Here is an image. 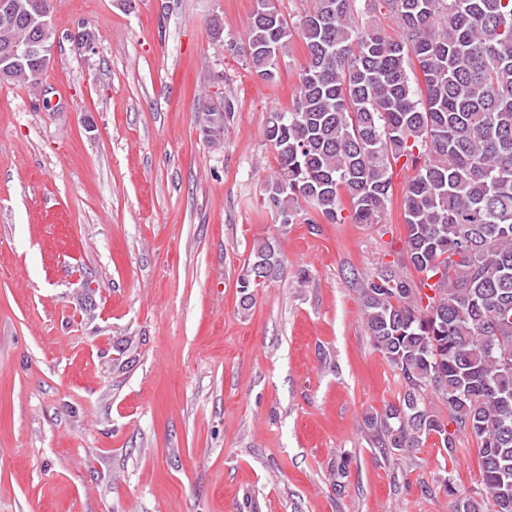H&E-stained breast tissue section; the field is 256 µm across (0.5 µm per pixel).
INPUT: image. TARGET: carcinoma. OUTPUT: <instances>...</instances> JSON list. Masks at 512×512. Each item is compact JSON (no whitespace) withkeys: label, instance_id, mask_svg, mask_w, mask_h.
<instances>
[{"label":"carcinoma","instance_id":"obj_1","mask_svg":"<svg viewBox=\"0 0 512 512\" xmlns=\"http://www.w3.org/2000/svg\"><path fill=\"white\" fill-rule=\"evenodd\" d=\"M34 0H9L0 51L44 36ZM385 9L388 35L359 22ZM305 48L292 106L267 117L277 167L264 203L279 224L300 205L329 224H382L398 162L413 169L402 199L407 255L420 286L395 261L361 278L366 331L400 371L397 405L369 418L383 448L418 450L431 436L455 450L456 430L480 441L479 486L491 512H512V0H310L288 23L257 0L246 41L230 44L273 81L295 38ZM34 59L6 81L39 83ZM233 101L199 106L200 128L224 138ZM241 279L250 289L277 279L276 246L253 248Z\"/></svg>","mask_w":512,"mask_h":512}]
</instances>
